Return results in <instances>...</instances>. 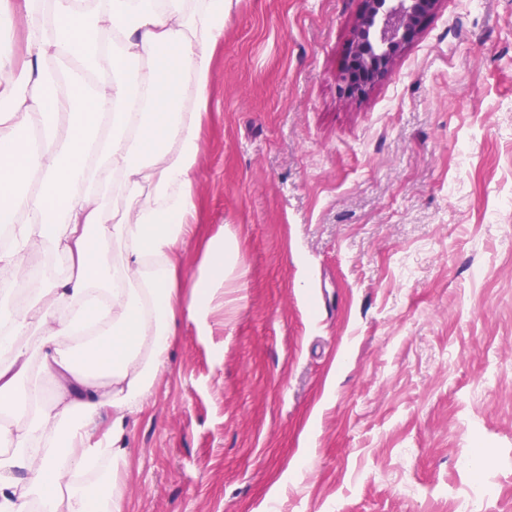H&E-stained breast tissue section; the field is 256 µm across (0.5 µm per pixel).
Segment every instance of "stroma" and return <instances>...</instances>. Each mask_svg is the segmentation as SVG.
<instances>
[{
  "mask_svg": "<svg viewBox=\"0 0 512 512\" xmlns=\"http://www.w3.org/2000/svg\"><path fill=\"white\" fill-rule=\"evenodd\" d=\"M362 8L228 0L181 266L237 262L102 411L125 512H512V0H439L349 98Z\"/></svg>",
  "mask_w": 512,
  "mask_h": 512,
  "instance_id": "35a3bbf8",
  "label": "stroma"
}]
</instances>
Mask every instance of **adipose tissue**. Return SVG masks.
<instances>
[{"instance_id":"1","label":"adipose tissue","mask_w":512,"mask_h":512,"mask_svg":"<svg viewBox=\"0 0 512 512\" xmlns=\"http://www.w3.org/2000/svg\"><path fill=\"white\" fill-rule=\"evenodd\" d=\"M228 0H0V278L23 277V255L52 253L66 276L51 302L1 312L0 512H122L104 476L121 458L91 442L100 410L112 428L142 405L166 365L177 319L200 313L235 261L213 242L181 299L177 254L192 238L200 123ZM23 25L17 64L7 33ZM125 199L121 214L103 198ZM60 381L39 398V374Z\"/></svg>"}]
</instances>
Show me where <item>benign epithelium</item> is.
I'll use <instances>...</instances> for the list:
<instances>
[{
	"mask_svg": "<svg viewBox=\"0 0 512 512\" xmlns=\"http://www.w3.org/2000/svg\"><path fill=\"white\" fill-rule=\"evenodd\" d=\"M439 0H363L348 45L351 66L342 71L343 93L362 96L390 72L398 52L416 33Z\"/></svg>",
	"mask_w": 512,
	"mask_h": 512,
	"instance_id": "7a95c632",
	"label": "benign epithelium"
}]
</instances>
